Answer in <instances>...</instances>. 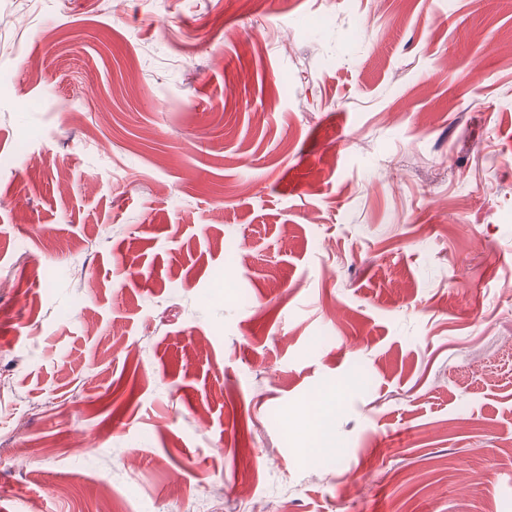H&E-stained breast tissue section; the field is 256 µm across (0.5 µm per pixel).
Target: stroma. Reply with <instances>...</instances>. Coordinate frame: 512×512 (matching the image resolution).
<instances>
[{"mask_svg":"<svg viewBox=\"0 0 512 512\" xmlns=\"http://www.w3.org/2000/svg\"><path fill=\"white\" fill-rule=\"evenodd\" d=\"M254 2L0 0V512H512V6ZM335 399V392L326 390L318 393L310 403L314 418L313 427L318 431L320 437L317 444L325 445L328 442V418Z\"/></svg>","mask_w":512,"mask_h":512,"instance_id":"obj_1","label":"stroma"}]
</instances>
